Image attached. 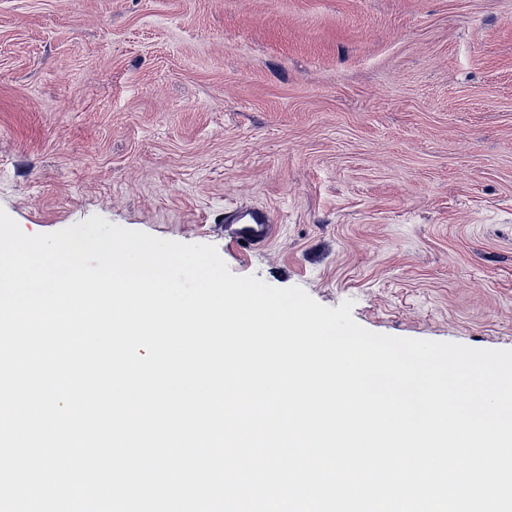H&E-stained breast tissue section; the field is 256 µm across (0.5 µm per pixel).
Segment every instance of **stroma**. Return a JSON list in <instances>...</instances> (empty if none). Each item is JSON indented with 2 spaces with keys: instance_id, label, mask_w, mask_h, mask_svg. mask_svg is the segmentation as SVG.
Wrapping results in <instances>:
<instances>
[{
  "instance_id": "obj_1",
  "label": "stroma",
  "mask_w": 512,
  "mask_h": 512,
  "mask_svg": "<svg viewBox=\"0 0 512 512\" xmlns=\"http://www.w3.org/2000/svg\"><path fill=\"white\" fill-rule=\"evenodd\" d=\"M231 202L265 247L229 243ZM0 209L512 349V0H0ZM224 224L231 244L249 251L266 244L273 233V217L262 208H225Z\"/></svg>"
}]
</instances>
